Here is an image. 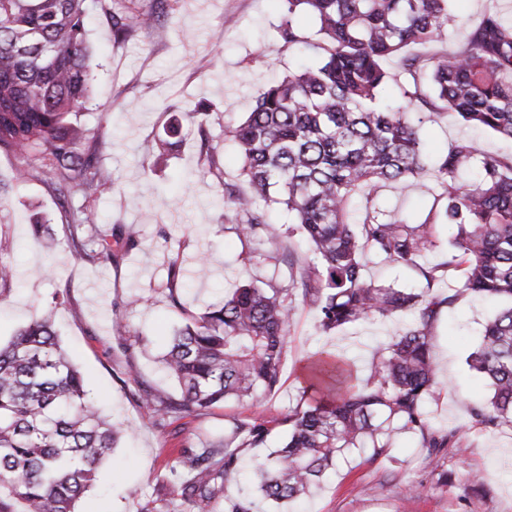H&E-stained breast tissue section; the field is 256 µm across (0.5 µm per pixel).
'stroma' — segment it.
Here are the masks:
<instances>
[{"label":"stroma","mask_w":512,"mask_h":512,"mask_svg":"<svg viewBox=\"0 0 512 512\" xmlns=\"http://www.w3.org/2000/svg\"><path fill=\"white\" fill-rule=\"evenodd\" d=\"M140 5L158 6L154 0ZM158 7L163 17L155 29L122 40L114 37L105 14L94 12L88 41L95 80L89 103L77 115L89 137L103 144L98 162L110 173L112 187L88 200L75 195L72 205L94 210L99 229L133 228L137 248L116 265L75 256L64 244L70 216L49 191L42 158L0 151V181L11 186L0 206V261L15 271L12 284L0 290V341L8 342L55 292L64 291L55 308L58 338L83 372L89 400L121 429L112 459L101 465L78 512H141L147 505L165 512L180 489L171 485L160 495L154 484L172 449L197 448L222 436L235 417H260L281 433L289 405L302 394L301 368L311 357L337 351L362 366L378 342L408 322L400 313L327 336L319 330L316 309L298 304L275 393L174 416L163 427L153 424L131 391L139 384L177 397L161 362L174 327L223 300L238 282H265L273 275L267 261H246L254 243L236 235L216 203L224 190L248 189L237 146L224 129L245 119L272 79L315 59L279 39L284 0H163ZM204 103L211 107L204 130L189 126L178 146L157 154L164 122L172 116L187 120ZM205 138L216 148L219 173L205 163ZM461 138L477 140L485 154L512 155V140L466 127L443 111L422 124L427 164ZM20 168L34 170V177L15 180ZM38 220L49 224L55 246L34 235ZM173 258L190 281L178 308L162 290ZM134 296L138 307L127 308ZM497 309L496 303L461 297L443 310L432 340L441 382L438 400L428 405L432 423L443 431L463 430L464 447L439 458L417 439L400 437L378 459L363 453L338 463L309 494L289 502L287 512H512V429L475 424L472 409L487 403L491 391L466 363ZM119 316L137 337L124 347L112 334ZM443 470L444 484L438 481ZM477 472L483 484L473 482Z\"/></svg>","instance_id":"35a3bbf8"}]
</instances>
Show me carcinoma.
Returning <instances> with one entry per match:
<instances>
[{"instance_id":"cac0c4a2","label":"carcinoma","mask_w":512,"mask_h":512,"mask_svg":"<svg viewBox=\"0 0 512 512\" xmlns=\"http://www.w3.org/2000/svg\"><path fill=\"white\" fill-rule=\"evenodd\" d=\"M104 0H0V150L49 161V186L61 206L112 184L98 165L102 143L72 121L91 98L87 19L99 7L122 38L155 27L151 10ZM283 44L318 52L306 65L265 87L252 110L224 135L242 157L246 195L224 190V209L238 236L261 246L279 236L257 202L293 216L310 245L305 272L289 282L238 284L175 330L165 364L179 398L135 395L157 421L171 412L197 414L229 399L274 392L297 303L316 308L319 329L409 312L413 319L371 352L359 376L346 358L320 352L303 367L302 398L288 409V429L257 467L255 490L236 487L242 452L270 437L257 417L235 418L228 435L202 448H181L167 463L180 481L188 512H253L255 495L273 512L317 486L325 471L354 451L376 459L400 435L424 448L460 447L456 432L432 429L427 410L438 378L431 353L442 308L461 296L508 300L484 325L470 369L488 383L489 403L472 409L486 427H512V155H484L470 139L455 141L435 161L433 204L410 224L379 203L383 188L407 189L427 174L419 125L409 106L443 110L458 122L512 139V21L488 10L456 50L425 59L410 49L439 42L464 25L453 0H285ZM313 15L315 38L302 37L291 15ZM398 59L414 77L408 105L381 101L390 80L383 62ZM426 85L418 84L420 73ZM472 168L477 175L465 179ZM366 195L359 219L350 201ZM94 212L71 225L68 248L81 258L116 263L138 246L123 227L96 232ZM456 233L440 247L436 227ZM440 260L427 265L428 254ZM415 269L421 290L383 287L364 277L368 256ZM186 280L169 262L166 288L180 303ZM119 428L88 400L85 379L54 329L53 311L19 328L0 345V512H76L100 465L117 448Z\"/></svg>"}]
</instances>
